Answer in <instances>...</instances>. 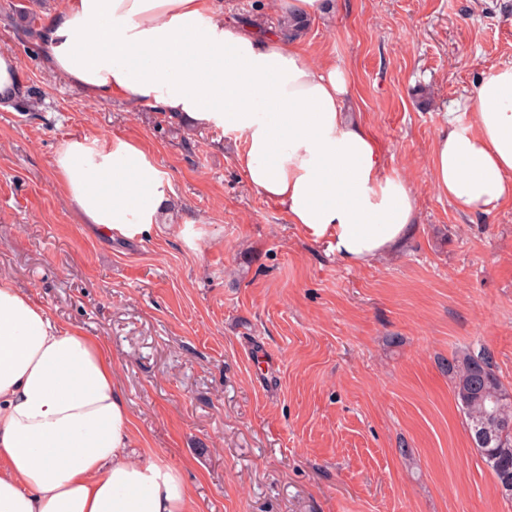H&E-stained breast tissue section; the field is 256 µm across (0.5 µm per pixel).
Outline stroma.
<instances>
[{
    "label": "stroma",
    "mask_w": 512,
    "mask_h": 512,
    "mask_svg": "<svg viewBox=\"0 0 512 512\" xmlns=\"http://www.w3.org/2000/svg\"><path fill=\"white\" fill-rule=\"evenodd\" d=\"M223 2L278 28L274 0ZM64 3L0 0V50L32 93L30 111L0 108V276L103 338L142 453L178 467L202 512H512L444 370L484 345L512 387V204L461 214L430 173L445 113L512 62V0H333L300 32L349 72L417 197L415 233L364 267L246 184L234 136L47 68L18 32ZM84 136L138 143L166 172L169 213L145 240L93 233L59 186L53 160Z\"/></svg>",
    "instance_id": "obj_1"
}]
</instances>
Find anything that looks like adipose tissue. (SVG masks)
I'll list each match as a JSON object with an SVG mask.
<instances>
[{
    "mask_svg": "<svg viewBox=\"0 0 512 512\" xmlns=\"http://www.w3.org/2000/svg\"><path fill=\"white\" fill-rule=\"evenodd\" d=\"M37 46L91 99L147 102L236 135L247 184L346 265L414 229L417 200L350 114L346 71L313 62L298 39L226 20L222 0H66ZM430 165L460 213L512 202V63L477 82L468 122L445 115ZM54 170L104 235H150L169 201L165 172L127 140L67 141ZM139 445L99 338L60 326L1 276L0 512H199L180 469Z\"/></svg>",
    "mask_w": 512,
    "mask_h": 512,
    "instance_id": "ef3b65f1",
    "label": "adipose tissue"
}]
</instances>
